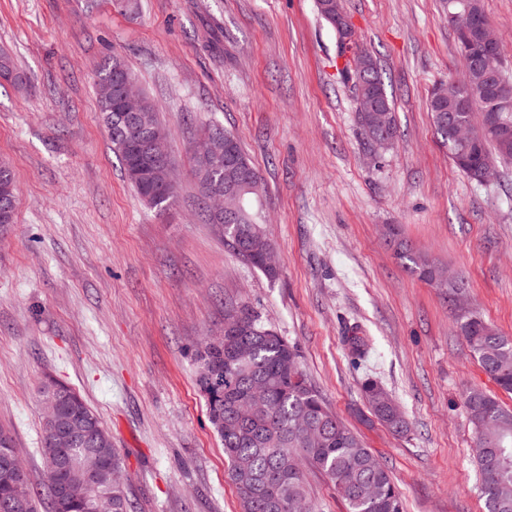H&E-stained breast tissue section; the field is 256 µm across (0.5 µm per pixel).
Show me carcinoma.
Segmentation results:
<instances>
[{"label":"carcinoma","instance_id":"obj_1","mask_svg":"<svg viewBox=\"0 0 512 512\" xmlns=\"http://www.w3.org/2000/svg\"><path fill=\"white\" fill-rule=\"evenodd\" d=\"M365 56L368 64L362 75L365 94L371 96L380 109L392 113L393 101L387 95L377 57L371 52ZM119 78L135 79L122 59L114 57L100 67L99 112L127 179L149 209L162 212L173 204L175 194L147 198L144 185L130 166L136 138L147 137L154 128L161 126L157 108L150 98H145L150 124L128 130L122 113L111 107L106 96V90L114 88ZM0 80L21 81L12 57L3 50H0ZM461 90L471 99L462 119L476 137L463 164L455 159V147L448 139V128L441 125L437 117V102ZM487 107L484 77L466 60L461 76L442 83L428 100L437 142L448 148V156L468 178L471 170L492 165L496 158L505 164L512 163V140L499 141L484 132ZM377 116L379 113L369 112L365 117H358L365 149L373 148L381 140L373 121ZM209 130L219 139L232 140L238 166L261 178L236 135L219 125H213ZM195 175L206 199L213 193L224 191V183L233 177L224 162H218L208 170L200 157L195 158ZM5 207L16 210L17 196L12 170L1 162L0 209ZM245 207L248 218L224 225V241L237 256L273 279L275 274L268 270L262 254L269 238L262 228L251 230V223L263 224L259 203L248 198ZM385 234L410 273L427 283L434 281L436 267L400 237L396 226H387ZM233 312L250 330L247 335L251 342L249 354L242 358L235 356L236 337L218 336L216 342L208 341L196 351L195 363L208 419L222 441L229 462V478L236 487L243 512H309L302 472L304 465L328 477L344 502L346 512H402L399 492L386 466L345 424H333L337 416L300 369L297 347L267 328L248 306H239ZM455 323L481 367L502 390L511 393L512 337L504 335L477 314L457 313ZM345 343L354 362H362L368 356V340L360 326L348 328ZM212 370L217 372V379L213 381L206 378V373ZM255 383L267 389L265 409L259 413L248 409L249 392ZM361 390L375 419L398 435L408 432L409 425L403 412L383 385L367 377L361 383ZM464 404L476 438L489 448V456L477 462L486 512H512V410L479 389L467 391ZM107 451L112 453V470L103 475L98 489L112 495V512H131L126 486L113 475L122 470V460L116 449L109 447ZM90 453L89 448L67 450L69 467L66 475L69 480L81 481L84 458ZM41 457L47 475L48 496L51 497L55 449L45 435L42 436Z\"/></svg>","mask_w":512,"mask_h":512}]
</instances>
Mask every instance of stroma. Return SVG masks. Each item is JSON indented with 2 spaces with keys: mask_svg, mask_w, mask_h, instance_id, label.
I'll use <instances>...</instances> for the list:
<instances>
[{
  "mask_svg": "<svg viewBox=\"0 0 512 512\" xmlns=\"http://www.w3.org/2000/svg\"><path fill=\"white\" fill-rule=\"evenodd\" d=\"M385 73L398 135L362 152L354 91L316 0H0V47L26 83H0V159L19 200L0 228V426L46 492L41 386L84 398L112 435L133 512H241L197 386L194 354L247 305L295 344L328 408L389 468L404 512H485L463 402L512 408L462 336L442 289L408 272L387 224L458 273L474 310L512 336V164L469 180L435 138L427 100L458 76L448 0H344ZM121 56L167 128L175 202L147 208L112 151L95 94ZM236 134L266 185L280 273L266 278L208 223L192 142ZM371 350L353 365L344 328ZM377 378L410 422L357 418Z\"/></svg>",
  "mask_w": 512,
  "mask_h": 512,
  "instance_id": "obj_1",
  "label": "stroma"
}]
</instances>
